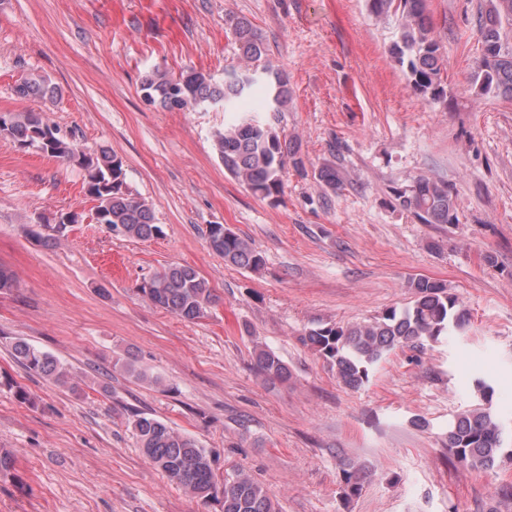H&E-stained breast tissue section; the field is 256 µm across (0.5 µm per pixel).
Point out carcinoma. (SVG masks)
<instances>
[{"label":"carcinoma","mask_w":512,"mask_h":512,"mask_svg":"<svg viewBox=\"0 0 512 512\" xmlns=\"http://www.w3.org/2000/svg\"><path fill=\"white\" fill-rule=\"evenodd\" d=\"M367 5L372 15L393 18L389 54L411 90L434 102L446 98L444 59L427 14L426 0H367ZM506 20H512V0H484L478 20L481 54L470 79L481 95L512 99V43L504 30ZM233 33L245 66L224 71L221 81L193 69L174 77L154 68L142 77L140 89L144 98L166 110L220 107L235 112L240 101L263 81L267 85L268 108L281 111L291 98L288 78L268 68L259 71L251 67L263 58L266 46L249 21L237 20ZM14 93L24 99L53 100L58 88L42 76L30 75L14 86ZM0 137L22 149L41 144L44 154L81 168L86 192L96 202L94 216L98 223L117 230L118 236L146 241L162 233L151 205L129 190L123 162L112 148L102 146L93 153L80 152L39 112L0 114ZM212 138L224 170L263 199L276 201L282 195L283 172L288 165L304 168L298 146L254 113L236 116L231 123L214 130ZM317 178L333 191L345 187L342 172L334 163L323 164ZM393 197L396 205L422 224L458 223L452 194L448 185L439 180L420 175L407 186L393 188ZM39 228L36 237L47 246L66 237L64 222H46ZM207 240L210 248L230 265L252 271L265 265L264 256L251 242L222 224L209 225ZM408 288L413 300L405 309H387L368 322L311 328L303 335V344L335 370L344 387L358 391L369 383L374 368L396 350L423 349L441 341L450 331L463 329L464 311L445 283L418 277L409 280ZM140 291L153 305L186 321L204 317L216 300L209 282L186 265L162 268L144 281ZM13 354L27 370L49 377L73 393L81 390L64 365L30 343L16 341ZM253 359L265 379L288 381V366L273 351L257 345ZM474 390L478 403L448 424L446 448L458 463L490 470L512 454L505 451L501 425L490 407L492 384L477 378ZM132 428L143 453L189 496L206 501L220 498L222 512H278L270 489L245 473L237 472L219 483L211 452L165 422L136 413ZM366 476L364 466L341 463L343 501L361 494Z\"/></svg>","instance_id":"obj_1"}]
</instances>
